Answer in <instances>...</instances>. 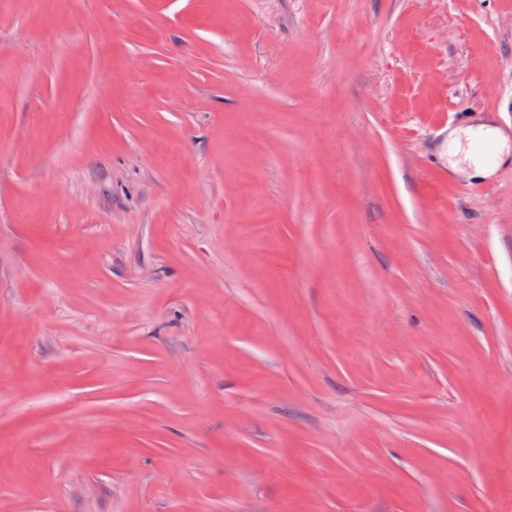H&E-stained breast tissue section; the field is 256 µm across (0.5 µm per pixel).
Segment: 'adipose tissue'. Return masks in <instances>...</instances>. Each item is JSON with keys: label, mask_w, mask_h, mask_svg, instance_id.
Returning <instances> with one entry per match:
<instances>
[{"label": "adipose tissue", "mask_w": 512, "mask_h": 512, "mask_svg": "<svg viewBox=\"0 0 512 512\" xmlns=\"http://www.w3.org/2000/svg\"><path fill=\"white\" fill-rule=\"evenodd\" d=\"M507 139L496 127L483 125L468 130L465 136L450 133L448 150L450 153H463L471 176H490L500 165Z\"/></svg>", "instance_id": "obj_1"}]
</instances>
